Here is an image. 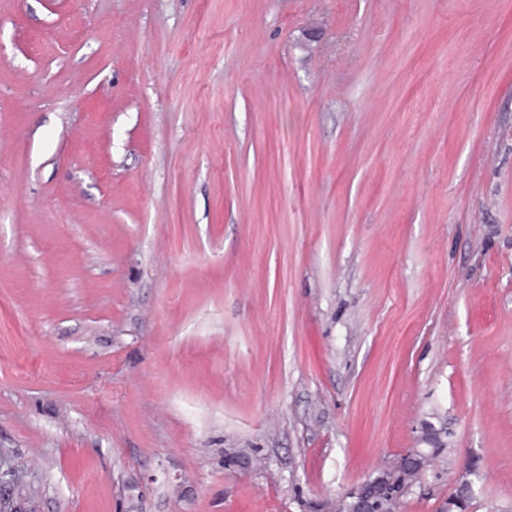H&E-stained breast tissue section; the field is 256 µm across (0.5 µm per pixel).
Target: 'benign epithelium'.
<instances>
[{"mask_svg":"<svg viewBox=\"0 0 512 512\" xmlns=\"http://www.w3.org/2000/svg\"><path fill=\"white\" fill-rule=\"evenodd\" d=\"M438 449L426 453L420 448L407 452L390 468L377 471L349 496L339 500L335 512H393L405 493L419 480L420 473ZM472 483L463 479L458 483L456 495L448 502V512H466Z\"/></svg>","mask_w":512,"mask_h":512,"instance_id":"7a95c632","label":"benign epithelium"}]
</instances>
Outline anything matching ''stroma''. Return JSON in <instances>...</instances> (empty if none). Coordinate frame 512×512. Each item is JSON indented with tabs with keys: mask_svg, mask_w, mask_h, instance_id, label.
<instances>
[{
	"mask_svg": "<svg viewBox=\"0 0 512 512\" xmlns=\"http://www.w3.org/2000/svg\"><path fill=\"white\" fill-rule=\"evenodd\" d=\"M512 512V0H0L14 512ZM438 451V447L431 448L430 453L420 448L412 449L392 467L378 470L374 477L339 500L329 511L392 512L393 507L397 509L405 493L420 479V473ZM412 469L416 470L410 471Z\"/></svg>",
	"mask_w": 512,
	"mask_h": 512,
	"instance_id": "obj_1",
	"label": "stroma"
}]
</instances>
